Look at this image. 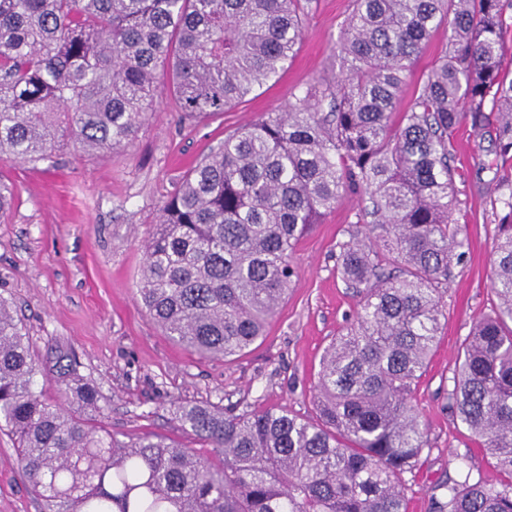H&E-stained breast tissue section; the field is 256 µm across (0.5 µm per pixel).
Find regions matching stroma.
I'll return each mask as SVG.
<instances>
[{
	"mask_svg": "<svg viewBox=\"0 0 512 512\" xmlns=\"http://www.w3.org/2000/svg\"><path fill=\"white\" fill-rule=\"evenodd\" d=\"M306 9L302 39L281 79L224 114L184 119L165 92L117 153L88 156L64 148L51 166L0 161V176L15 190L10 212L0 217V297L26 329L41 369L36 386L56 397L57 353L69 352L77 373L102 395V425L121 439L158 434L210 455L173 420L177 401L315 414L312 387L324 350L357 310L337 267L339 245L364 207L361 194H346L299 240L297 275L278 316L264 339L241 355L205 359L185 350L147 316L136 289L143 241L188 169L217 150L225 135L284 108L306 84L338 75L330 45L353 0H308ZM454 149L455 218L465 245L448 280V321L415 389L429 447L406 478L408 512H439L441 486L457 475L456 457L494 474L489 455L450 413L448 390L461 342L495 303L491 250L512 196V157L499 162L497 175L484 172L489 143L468 128L458 132ZM17 455L12 435L0 433V512H43Z\"/></svg>",
	"mask_w": 512,
	"mask_h": 512,
	"instance_id": "stroma-1",
	"label": "stroma"
}]
</instances>
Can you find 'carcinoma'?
I'll use <instances>...</instances> for the list:
<instances>
[{"label":"carcinoma","mask_w":512,"mask_h":512,"mask_svg":"<svg viewBox=\"0 0 512 512\" xmlns=\"http://www.w3.org/2000/svg\"><path fill=\"white\" fill-rule=\"evenodd\" d=\"M333 81L224 137L163 204L137 292L172 341L230 358L266 334L296 276L292 253L350 190L364 225L338 269L356 322L325 348L316 415L181 404L174 419L214 463L158 436L94 424L98 390L58 358L47 400L24 326L0 298V431L46 512H407L404 475L428 447L414 400L448 321L459 260L452 145L462 127L512 156L503 0H354ZM302 0H0V160L51 163L128 145L167 76L179 112L219 115L288 68ZM448 48L396 112L432 33ZM498 226L497 307L458 351L448 408L497 477L459 470L440 512H512V199Z\"/></svg>","instance_id":"carcinoma-1"}]
</instances>
